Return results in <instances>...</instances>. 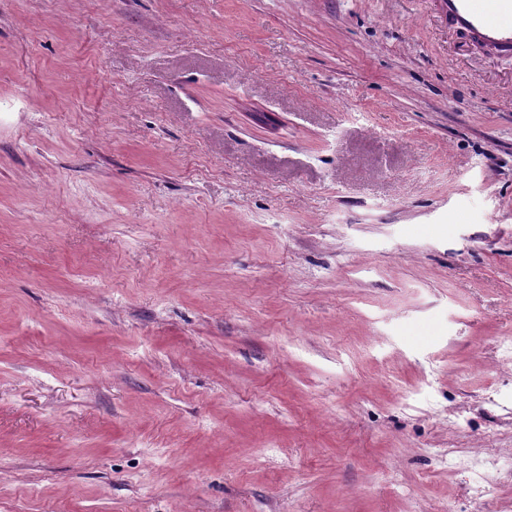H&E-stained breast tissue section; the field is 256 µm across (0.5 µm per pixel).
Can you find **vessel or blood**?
Listing matches in <instances>:
<instances>
[{
    "mask_svg": "<svg viewBox=\"0 0 512 512\" xmlns=\"http://www.w3.org/2000/svg\"><path fill=\"white\" fill-rule=\"evenodd\" d=\"M450 31L486 56H512V0H439Z\"/></svg>",
    "mask_w": 512,
    "mask_h": 512,
    "instance_id": "1",
    "label": "vessel or blood"
}]
</instances>
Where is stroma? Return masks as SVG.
<instances>
[{"label": "stroma", "mask_w": 512, "mask_h": 512, "mask_svg": "<svg viewBox=\"0 0 512 512\" xmlns=\"http://www.w3.org/2000/svg\"><path fill=\"white\" fill-rule=\"evenodd\" d=\"M0 512H512V57L0 0Z\"/></svg>", "instance_id": "35a3bbf8"}]
</instances>
